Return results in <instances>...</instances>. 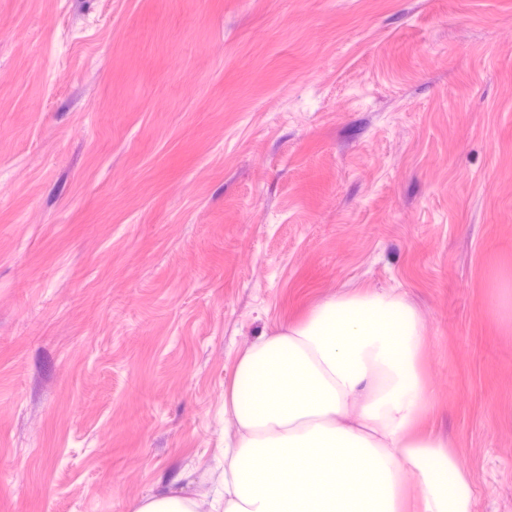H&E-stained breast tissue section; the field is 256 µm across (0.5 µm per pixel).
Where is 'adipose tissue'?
Wrapping results in <instances>:
<instances>
[{
	"label": "adipose tissue",
	"instance_id": "adipose-tissue-1",
	"mask_svg": "<svg viewBox=\"0 0 512 512\" xmlns=\"http://www.w3.org/2000/svg\"><path fill=\"white\" fill-rule=\"evenodd\" d=\"M427 329L400 292L357 288L259 336L224 389L216 483L169 484L130 512H474L456 451L421 430Z\"/></svg>",
	"mask_w": 512,
	"mask_h": 512
}]
</instances>
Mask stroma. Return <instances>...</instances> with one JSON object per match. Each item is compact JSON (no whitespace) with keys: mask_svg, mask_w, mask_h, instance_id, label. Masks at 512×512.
<instances>
[{"mask_svg":"<svg viewBox=\"0 0 512 512\" xmlns=\"http://www.w3.org/2000/svg\"><path fill=\"white\" fill-rule=\"evenodd\" d=\"M355 288L512 512V0H0V512L209 483L238 352Z\"/></svg>","mask_w":512,"mask_h":512,"instance_id":"stroma-1","label":"stroma"}]
</instances>
